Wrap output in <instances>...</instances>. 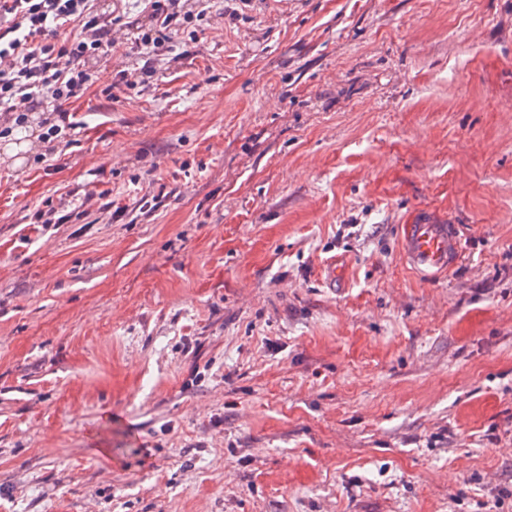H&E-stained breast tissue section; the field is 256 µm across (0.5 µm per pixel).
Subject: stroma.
<instances>
[{
	"mask_svg": "<svg viewBox=\"0 0 512 512\" xmlns=\"http://www.w3.org/2000/svg\"><path fill=\"white\" fill-rule=\"evenodd\" d=\"M203 26L123 91L117 32L68 141L0 139V512H512V0ZM92 199H94L93 193L86 194L80 201L78 199H74L72 205H75V207L73 210L69 213L61 215L58 208L47 205L46 210L40 209L37 212V220L41 224H65L73 218L80 219L86 214L85 207ZM400 247L406 262L429 281L440 279L463 253V239L456 224L433 219L424 213L404 224Z\"/></svg>",
	"mask_w": 512,
	"mask_h": 512,
	"instance_id": "stroma-1",
	"label": "stroma"
}]
</instances>
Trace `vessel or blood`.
<instances>
[{"mask_svg": "<svg viewBox=\"0 0 512 512\" xmlns=\"http://www.w3.org/2000/svg\"><path fill=\"white\" fill-rule=\"evenodd\" d=\"M400 247L411 268L434 281L458 262L463 253V239L457 225L424 214L403 226Z\"/></svg>", "mask_w": 512, "mask_h": 512, "instance_id": "vessel-or-blood-1", "label": "vessel or blood"}]
</instances>
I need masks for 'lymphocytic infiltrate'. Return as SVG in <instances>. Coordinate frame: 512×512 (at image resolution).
<instances>
[{"label": "lymphocytic infiltrate", "mask_w": 512, "mask_h": 512, "mask_svg": "<svg viewBox=\"0 0 512 512\" xmlns=\"http://www.w3.org/2000/svg\"><path fill=\"white\" fill-rule=\"evenodd\" d=\"M139 6L141 19L130 16ZM206 0H0V138L45 113L44 140L60 142L75 124L67 110L93 82V66L107 56L117 27L132 34L141 64L117 72V84L146 85L177 49L180 34L197 39ZM78 27L71 39L60 31Z\"/></svg>", "instance_id": "1"}]
</instances>
